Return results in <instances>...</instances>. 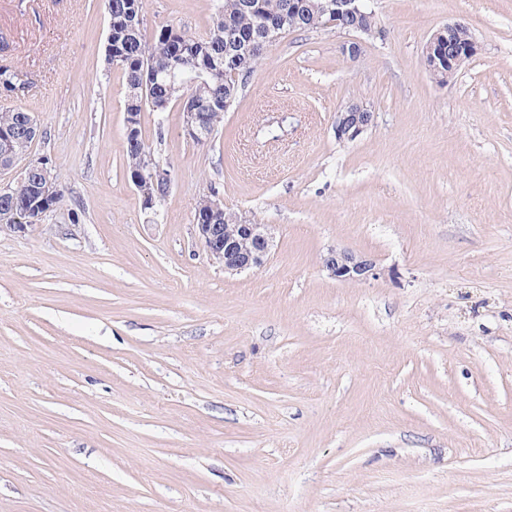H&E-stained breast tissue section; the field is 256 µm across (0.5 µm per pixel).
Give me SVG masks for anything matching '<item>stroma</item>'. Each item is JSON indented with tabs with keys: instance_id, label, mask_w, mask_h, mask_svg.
Returning a JSON list of instances; mask_svg holds the SVG:
<instances>
[{
	"instance_id": "35a3bbf8",
	"label": "stroma",
	"mask_w": 512,
	"mask_h": 512,
	"mask_svg": "<svg viewBox=\"0 0 512 512\" xmlns=\"http://www.w3.org/2000/svg\"><path fill=\"white\" fill-rule=\"evenodd\" d=\"M217 0H146L143 33L208 30ZM378 33L293 31L205 144L141 114L171 189L125 169L105 0H0V92L64 200L0 233V512H512V0H373ZM479 52L425 70L440 26ZM351 102L371 128L337 142ZM271 227L225 273L197 202ZM377 277L330 278L328 249ZM372 25L373 21L368 23L362 21V25H358L355 29H352L351 32L347 31L353 35L349 41L342 45V53L344 56L351 60H354L360 56L365 38L372 36L375 33ZM461 26L456 33V39L461 42H465L470 37L471 33L468 27L460 22L448 23L445 26L439 28L433 33L428 42L426 43L424 50V64L429 74L441 84L448 82L447 78H439L438 74L444 73L447 76V71L443 70L440 65L444 61V53L446 52V43L451 44V36ZM448 33V38L445 34ZM479 45L474 38L469 39L464 44H460L452 54L448 51V74L453 71L454 68L459 67L464 61L471 59L478 53ZM440 64V65H439ZM27 74L18 68L0 65V91L18 93L28 84Z\"/></svg>"
}]
</instances>
